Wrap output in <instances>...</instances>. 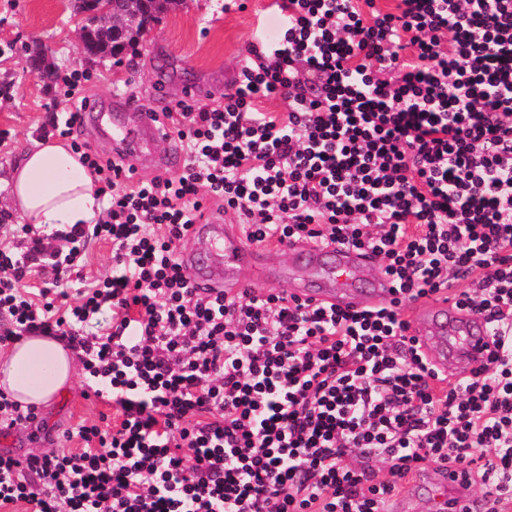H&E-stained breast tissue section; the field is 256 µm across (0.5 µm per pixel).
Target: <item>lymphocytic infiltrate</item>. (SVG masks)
Here are the masks:
<instances>
[{"instance_id": "lymphocytic-infiltrate-1", "label": "lymphocytic infiltrate", "mask_w": 512, "mask_h": 512, "mask_svg": "<svg viewBox=\"0 0 512 512\" xmlns=\"http://www.w3.org/2000/svg\"><path fill=\"white\" fill-rule=\"evenodd\" d=\"M274 7L278 36L251 43L223 102L164 112L177 175L128 176L73 140L84 97L63 78L55 129L102 212L16 226L27 247H0V345L65 338L114 416L76 427L78 453H0V512H384L434 463L460 468L486 512H512V0ZM209 201L256 244L370 252L395 299L200 294L178 246ZM96 240L111 271L61 289ZM39 268L51 287L25 291ZM443 290L493 328L490 361L458 382L399 312Z\"/></svg>"}]
</instances>
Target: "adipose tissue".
<instances>
[{
	"mask_svg": "<svg viewBox=\"0 0 512 512\" xmlns=\"http://www.w3.org/2000/svg\"><path fill=\"white\" fill-rule=\"evenodd\" d=\"M5 182L10 206L31 224H84L99 210L92 176L58 140L35 143ZM74 375L71 348L53 336L23 337L0 356V386L25 404L53 405L67 394Z\"/></svg>",
	"mask_w": 512,
	"mask_h": 512,
	"instance_id": "1",
	"label": "adipose tissue"
}]
</instances>
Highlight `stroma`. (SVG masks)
<instances>
[{"mask_svg": "<svg viewBox=\"0 0 512 512\" xmlns=\"http://www.w3.org/2000/svg\"><path fill=\"white\" fill-rule=\"evenodd\" d=\"M238 2L228 11L224 0H182L135 48L90 66L72 35L69 0H0V86L7 88L6 97H0V175L33 142L53 137L52 118L63 108L58 90L31 69L29 44H41L58 72L80 76L85 96L103 103L134 96L152 109L154 88L162 84L168 101L194 85L201 104L211 105L223 101L250 43L260 35L274 37L278 28L272 0ZM112 413L111 400L86 397L81 383H74L58 404L40 409L35 421L0 437V452L41 454L50 448L51 437Z\"/></svg>", "mask_w": 512, "mask_h": 512, "instance_id": "obj_1", "label": "stroma"}]
</instances>
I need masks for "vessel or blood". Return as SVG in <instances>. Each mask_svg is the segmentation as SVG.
I'll list each match as a JSON object with an SVG mask.
<instances>
[{"label":"vessel or blood","instance_id":"1","mask_svg":"<svg viewBox=\"0 0 512 512\" xmlns=\"http://www.w3.org/2000/svg\"><path fill=\"white\" fill-rule=\"evenodd\" d=\"M125 123L112 124L109 113L99 102L90 101L81 111L83 121H98L112 126V150L126 155L134 167L151 166L158 174L181 167L183 156L177 150L157 154L155 144L165 128L160 111L145 112L131 99H123ZM193 239L208 242L217 263H206L200 252H182L181 261L197 286L220 288L225 298L249 292L252 276H266V263L288 281L291 296L318 305L360 309L389 303L394 284L384 275L367 276L370 259L357 250L341 245L314 246L302 242L252 245L241 224L228 223L216 211L206 212L190 229ZM287 254V264H277L280 254ZM402 314L427 352L430 363L449 380L471 376L490 355L491 327L479 315L457 310L446 295H439L405 305ZM419 483L433 490L436 512H476L456 467L443 466L421 472Z\"/></svg>","mask_w":512,"mask_h":512}]
</instances>
